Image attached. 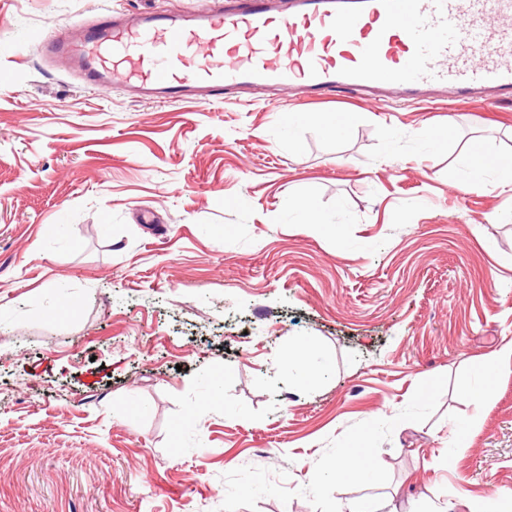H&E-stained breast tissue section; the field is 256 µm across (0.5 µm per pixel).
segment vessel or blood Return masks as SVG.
Listing matches in <instances>:
<instances>
[{"label": "vessel or blood", "instance_id": "b4317fda", "mask_svg": "<svg viewBox=\"0 0 512 512\" xmlns=\"http://www.w3.org/2000/svg\"><path fill=\"white\" fill-rule=\"evenodd\" d=\"M43 42L94 89L182 103L256 89L512 99V0H202L164 15L106 11Z\"/></svg>", "mask_w": 512, "mask_h": 512}]
</instances>
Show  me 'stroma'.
<instances>
[{
    "instance_id": "obj_1",
    "label": "stroma",
    "mask_w": 512,
    "mask_h": 512,
    "mask_svg": "<svg viewBox=\"0 0 512 512\" xmlns=\"http://www.w3.org/2000/svg\"><path fill=\"white\" fill-rule=\"evenodd\" d=\"M199 2L0 0V512H496L512 191L461 157L512 155V102L145 100L38 44ZM299 340L329 369L304 387ZM354 446L377 480L327 479Z\"/></svg>"
}]
</instances>
